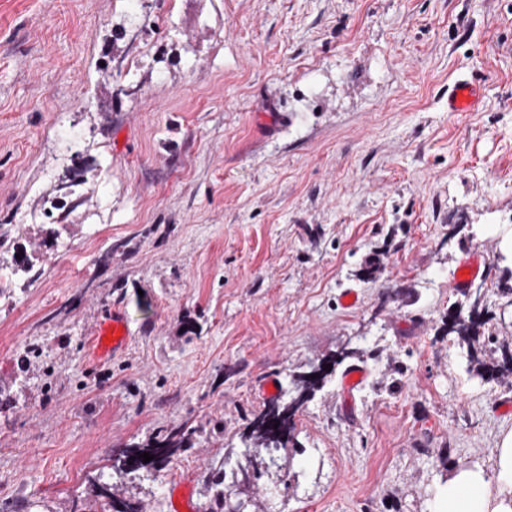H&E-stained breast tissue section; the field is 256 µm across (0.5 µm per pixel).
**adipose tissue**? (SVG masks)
Masks as SVG:
<instances>
[{"label": "adipose tissue", "instance_id": "ef3b65f1", "mask_svg": "<svg viewBox=\"0 0 512 512\" xmlns=\"http://www.w3.org/2000/svg\"><path fill=\"white\" fill-rule=\"evenodd\" d=\"M433 512H512V429L502 432L491 469L461 467L441 482Z\"/></svg>", "mask_w": 512, "mask_h": 512}]
</instances>
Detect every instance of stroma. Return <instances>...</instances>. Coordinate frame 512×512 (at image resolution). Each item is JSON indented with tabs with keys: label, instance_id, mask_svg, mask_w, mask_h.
Returning <instances> with one entry per match:
<instances>
[{
	"label": "stroma",
	"instance_id": "stroma-1",
	"mask_svg": "<svg viewBox=\"0 0 512 512\" xmlns=\"http://www.w3.org/2000/svg\"><path fill=\"white\" fill-rule=\"evenodd\" d=\"M473 72L479 111H449ZM0 226V512H104L96 479L205 512L241 464L242 512H432L512 428V373L444 333L480 251L483 357L512 349V0H0ZM116 304L129 348L93 363ZM328 360L297 448L244 456ZM486 264L485 256L482 252H475L471 254L461 265L459 273L456 277L458 288L466 287L470 284L480 273L483 274ZM466 272V275H462ZM189 435L190 433L184 427H179L171 430L162 440L147 447L125 448L112 457V474L121 478L139 470L150 473L160 471L179 449L185 446L189 441ZM144 452H149L150 455H154V458L149 462H143V458H139V455ZM129 461H132V464H129Z\"/></svg>",
	"mask_w": 512,
	"mask_h": 512
}]
</instances>
